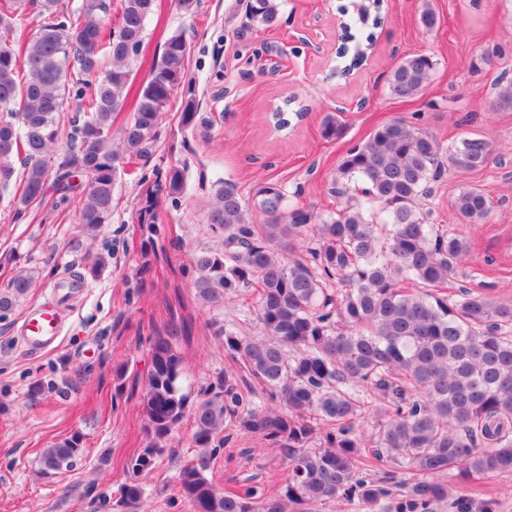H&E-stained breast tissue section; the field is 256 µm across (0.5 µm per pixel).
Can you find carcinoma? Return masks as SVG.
<instances>
[{"label":"carcinoma","instance_id":"obj_1","mask_svg":"<svg viewBox=\"0 0 512 512\" xmlns=\"http://www.w3.org/2000/svg\"><path fill=\"white\" fill-rule=\"evenodd\" d=\"M155 8L156 0H120L112 27L107 0H0V190L14 188L16 213L42 204L50 188L63 203L78 187L86 232L109 222L118 174L151 156L162 114L187 77L188 46L178 32L112 135ZM32 11L30 33L21 20ZM250 11L264 28L278 25L277 0H251ZM434 70L431 57L406 56L388 77L391 95L420 97ZM73 105L83 117L58 154L60 116ZM181 116L187 128L206 126L191 98ZM492 153L471 133L444 145L393 120L342 158L338 180L353 194L324 219L287 210L284 190L264 186L258 208L266 223L252 224L237 190L217 183L208 220L224 230V249L197 258L193 286L208 305L258 289L261 335L218 329L241 374L224 376L221 390L194 406L191 445L202 450L201 462L176 475L193 512H303L330 502L375 512L395 494V512H440L450 500L457 512H472V501L453 497L443 474L512 475V304L470 288L440 289L469 246L421 208L443 171L478 170ZM77 177L83 182L76 185ZM182 189V171L172 167L146 194L138 218L145 246H154L158 195L174 199ZM454 207L470 224L491 211L477 187L460 192ZM32 285L16 275L0 295V313ZM245 374L260 386V401L242 391ZM377 402L383 414L370 455L390 469L372 479L356 423ZM142 405L150 441L126 462L116 500L124 512H142V476L186 413L181 357L162 337L154 341ZM231 427L279 447L289 468L282 491L221 490L205 476ZM313 438L319 446L306 448ZM82 453V436L66 437L43 449L41 473L69 471Z\"/></svg>","mask_w":512,"mask_h":512}]
</instances>
